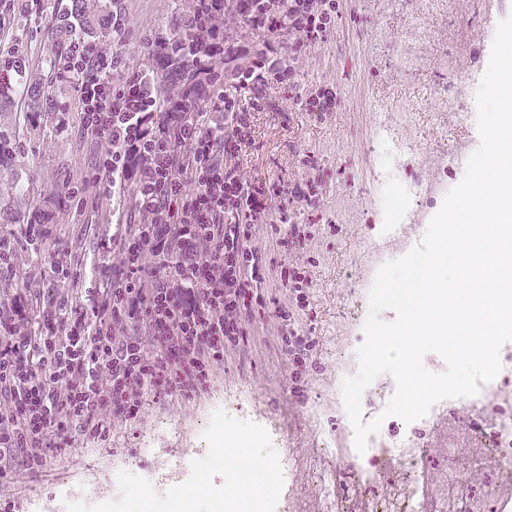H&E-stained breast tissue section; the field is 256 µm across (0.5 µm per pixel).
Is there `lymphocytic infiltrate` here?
I'll return each instance as SVG.
<instances>
[{
	"instance_id": "lymphocytic-infiltrate-1",
	"label": "lymphocytic infiltrate",
	"mask_w": 512,
	"mask_h": 512,
	"mask_svg": "<svg viewBox=\"0 0 512 512\" xmlns=\"http://www.w3.org/2000/svg\"><path fill=\"white\" fill-rule=\"evenodd\" d=\"M336 10V0H287L280 11L266 0H196L168 34L150 40L153 54L206 16L269 36L254 59L247 43L212 29L210 50L223 57L227 75L193 86L207 104L202 112L174 111L157 71L123 76L116 66H94L97 45L77 40L63 78L87 134L107 143L83 189L130 203L140 221L105 241L99 287L84 288L83 262L67 254L50 265L36 317L25 311L30 289L0 299V482L42 473L70 452L72 431L108 441L113 420L138 417L143 396L196 397L223 364L225 347L244 342L253 310L285 318L276 296L256 290L253 221L272 200L307 202L314 189L243 177L241 106L224 88L273 81L293 92L299 109L332 111L328 92L304 98L295 89L298 60L327 39ZM19 233L34 248L55 238L50 224H24ZM17 243L0 237V273L13 272ZM58 282L66 292H56Z\"/></svg>"
}]
</instances>
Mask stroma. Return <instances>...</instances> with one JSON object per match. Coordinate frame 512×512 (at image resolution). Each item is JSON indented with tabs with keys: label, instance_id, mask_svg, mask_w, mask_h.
<instances>
[{
	"label": "stroma",
	"instance_id": "1",
	"mask_svg": "<svg viewBox=\"0 0 512 512\" xmlns=\"http://www.w3.org/2000/svg\"><path fill=\"white\" fill-rule=\"evenodd\" d=\"M193 0H120L122 28L101 41L119 60L122 74L154 69L146 37L168 32L174 16L190 10ZM335 23L325 42L312 45L297 68L304 93L334 88L335 111L317 116L297 111L287 91L273 87L257 93L242 121L247 147L240 169L247 179L319 182L311 205H292L298 238L281 247L280 223L269 215L253 228L252 245L266 263L258 285L261 294H276L295 330L308 339L300 369H292L281 348V326L272 314L254 319L248 342L224 353V364L207 392L190 400L158 402L144 396L138 419L114 420L112 439L73 449L53 461L42 476H17L0 490L13 495L23 512H70L69 490L87 483L111 485L96 512H167L165 502L134 500L130 489L112 485L121 469L153 463L147 445L161 448L169 460L197 448L211 418L225 407L272 424L283 433L295 460L297 486L305 512H323L320 482L334 472L332 459L315 456L317 437L308 419L319 410L325 428L341 430L345 415L336 405V384L345 373V349L357 346L368 313L369 292L378 268L367 250L381 238L388 218L380 207L375 161L381 142L376 113L413 148L404 169L407 180L434 194H420L408 205L435 216L446 194L463 179L466 166L456 154L471 156L480 144L477 122L460 127L458 112L476 113V92L489 65L500 21L512 15V0H450L447 15L426 16L422 0H338ZM422 17L431 36L414 46L411 23ZM49 11L34 10L24 0H0V57L21 54L39 61L51 35ZM54 110L37 130H18L17 149L0 167V203L27 216L31 205L48 214L64 249L84 256L86 278L105 259L104 239L118 236L122 222L139 217L123 209L113 223L106 204L85 194L68 195L80 185L105 143L88 136L73 94L54 78ZM22 178L26 196L13 198L11 184ZM382 239V238H381ZM307 280V305L279 286L282 271ZM385 445L414 439L432 458L423 481L442 484L448 448V417L437 415L410 433L401 422L381 427Z\"/></svg>",
	"mask_w": 512,
	"mask_h": 512
}]
</instances>
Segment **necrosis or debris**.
<instances>
[{
  "mask_svg": "<svg viewBox=\"0 0 512 512\" xmlns=\"http://www.w3.org/2000/svg\"><path fill=\"white\" fill-rule=\"evenodd\" d=\"M411 154L410 146L395 137L389 130L381 132V151L377 168L386 191L381 203L390 215L392 223H402L404 200L417 195V184L401 179L400 171ZM501 369L490 382L482 384L476 396L459 398L462 408L474 404L490 406L493 418L492 448L497 453L500 469L496 476L487 478L483 484L460 480L456 469L463 449L457 443L448 445V470L445 482L427 491L421 480L409 481L402 471L406 465H422L419 448L410 443H401L385 448L393 464L394 476H383L380 487L388 489L393 499L403 500L406 512H427L428 508L447 504L450 512H502L495 489L499 481L512 477V404L498 403L497 398L504 385L512 383V353L500 358ZM235 434L242 448L254 447V430L250 420L236 418L232 409H225L222 417L216 418L210 431L200 440L198 448L179 459L175 464L159 468H137L124 472L126 483L135 486L139 499L154 500L171 498L172 512H192L193 498L185 488L198 479L210 461L211 455L221 445V434ZM320 447L324 454L345 459L349 468L358 469L363 458L372 457L375 448L381 447L379 435H371L365 452H357L352 425H345L342 435L331 431H320ZM383 447V446H382ZM265 451L275 464L264 475L258 493L220 504L217 512H302L299 494L293 480V466L286 458L287 450L276 427H268Z\"/></svg>",
  "mask_w": 512,
  "mask_h": 512,
  "instance_id": "1",
  "label": "necrosis or debris"
}]
</instances>
